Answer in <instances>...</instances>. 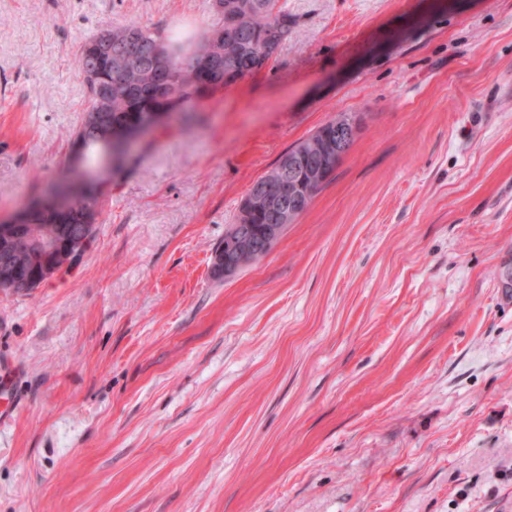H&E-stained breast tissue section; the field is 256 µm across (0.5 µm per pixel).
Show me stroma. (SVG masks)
<instances>
[{"mask_svg":"<svg viewBox=\"0 0 512 512\" xmlns=\"http://www.w3.org/2000/svg\"><path fill=\"white\" fill-rule=\"evenodd\" d=\"M275 62L143 139L81 263L0 289V512H512V0H284ZM210 0H0V221L67 170L103 25ZM360 133L270 253L252 183ZM346 115V113L337 114L336 117L326 123L339 121ZM325 124L320 126L306 139L290 147L273 167L256 181L267 178L268 174L274 171L278 166L281 158L289 151L295 155H300L303 175L307 180L310 179L309 174H312L324 164L329 165L330 161L324 157L317 148V145L320 144L322 140L320 133L325 129ZM296 169V159L286 155L281 160L274 177H270L255 184L249 197L250 207L276 213L280 224L273 214L265 211L258 212L254 209L250 210L244 205V202L247 203V197L252 186L249 189L239 207L236 224H230L224 234L225 242L228 232L235 225L228 236V244L226 245L224 243V251L220 252V259H218V254L213 260L216 265L221 264V274L224 278L234 275L244 266L265 257L272 246L279 240L282 229L288 224L293 223V209L290 204L288 205L293 187L290 189V185H288L287 196V192L282 189L281 185L284 184L285 180L288 178V173H294ZM251 224L254 226L263 224V228L260 232H257ZM359 131L360 120L355 115H349L343 122L334 125L333 133L326 135L324 150L336 156V161L341 159L349 151Z\"/></svg>","mask_w":512,"mask_h":512,"instance_id":"1","label":"stroma"}]
</instances>
